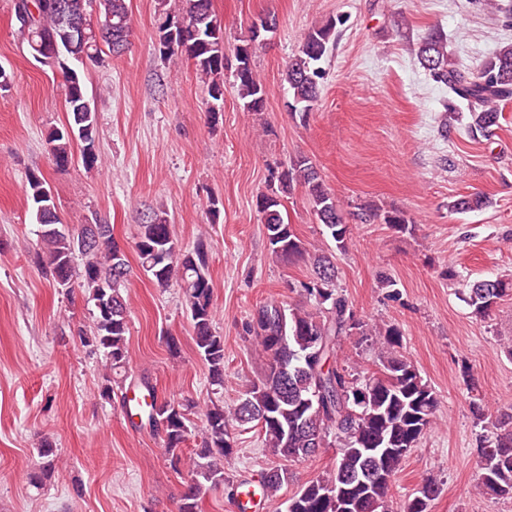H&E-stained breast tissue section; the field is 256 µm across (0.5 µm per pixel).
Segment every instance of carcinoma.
I'll return each mask as SVG.
<instances>
[{
    "label": "carcinoma",
    "mask_w": 512,
    "mask_h": 512,
    "mask_svg": "<svg viewBox=\"0 0 512 512\" xmlns=\"http://www.w3.org/2000/svg\"><path fill=\"white\" fill-rule=\"evenodd\" d=\"M96 2L97 23L112 37L129 43L130 18L126 0H14L17 34L33 55L44 46H56L52 66L63 79L69 123L82 130L93 145L97 138L96 112L89 103L81 71L87 56L91 64L101 61L103 49L95 36L86 41L68 38L71 21L83 19ZM212 0H183L175 15L161 0L158 18V50L171 59L193 61L207 84L209 112L216 115L224 105V27L215 23ZM329 19L305 33L299 51L288 61L284 81L291 92L290 111L307 121L324 83L322 61L336 41V25ZM257 45L246 39L236 47L238 70L233 74L243 107L258 112L265 107L268 91L253 67ZM417 61L438 84L466 104L472 137L488 138L499 126L504 106L512 101V44L501 46L475 70L457 65L448 55L447 42L439 32L430 33L420 44ZM75 140L64 130L47 138L56 166L72 159ZM278 188L257 196L271 255L283 262L307 261L313 281L301 284L311 305H287L270 301L259 306L247 325L256 353L264 365L261 376L245 381L243 396L232 406L209 398L202 410L204 420L199 447L184 453L189 440L192 405L160 399L154 386L142 378L147 399L139 410L149 426L163 434L164 451L170 467L187 471L177 512H201L207 491L224 483V460L233 454L231 428L252 421L261 423L263 445L283 461L270 468L261 485L267 497L277 495L288 482L286 463L316 456L320 449L336 448L331 465L288 498V512H430L439 492L435 480H427L416 495L393 508L391 487L402 466L423 435L435 423L438 398L411 359L403 352L402 332L394 324H371L357 316L353 304L336 291L333 255L310 252L293 225L284 221L278 193L295 183L304 186L312 209L336 248L342 250L351 234L339 201L325 185L309 158L301 156L289 166L272 173ZM27 200L40 225V250L45 272L58 288L73 284L88 293L93 302L89 330L78 329L84 346L101 352L106 374L100 396L112 399L114 386L127 379L130 362L128 338L129 305L121 288L130 276L124 250L104 225L103 240L82 244L84 224L60 228L51 190L44 176L31 171L26 176ZM483 194L461 195L448 202V211L466 213L485 207ZM366 221L387 224L399 232L415 231V221L400 210L371 209ZM135 249L141 267L159 288L176 283L190 314L193 339L208 366L209 385L217 392L224 387V337L213 327V285L208 253L203 244L191 250L179 246L171 231L165 207L153 211L150 221L138 225ZM465 302L472 315L489 316L502 299L512 296V278H483L464 284ZM350 336L372 342L377 371L355 376L336 362V346ZM470 411L480 426L477 448L480 474L477 488L486 494L512 496V426L506 421H486L481 398L470 397ZM39 472L31 475L38 485L55 469L56 453L51 444L38 450Z\"/></svg>",
    "instance_id": "obj_1"
}]
</instances>
